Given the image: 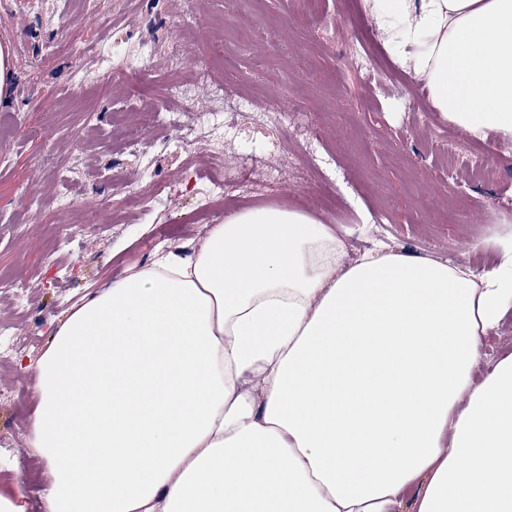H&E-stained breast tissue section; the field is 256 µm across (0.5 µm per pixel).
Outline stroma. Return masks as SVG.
Returning <instances> with one entry per match:
<instances>
[{"instance_id":"stroma-1","label":"stroma","mask_w":512,"mask_h":512,"mask_svg":"<svg viewBox=\"0 0 512 512\" xmlns=\"http://www.w3.org/2000/svg\"><path fill=\"white\" fill-rule=\"evenodd\" d=\"M193 33L182 36L197 64L248 94L281 93L318 131L306 145L295 130L246 119L224 107V129L203 133L192 114L153 129L130 104L160 98L174 79L165 63L183 24L181 0H0V52L8 77L0 114L17 119L0 144V276L23 289L0 287V343L10 362L0 369V494L22 488L26 512H44L46 483L24 486L29 465L45 463L31 444L37 397L35 363L51 327L86 294L149 265L157 250L200 247L218 219L266 207L298 209L343 240V265L365 251L437 259L474 272L492 267L499 242L512 233V144L478 142L434 112L416 110L409 72L388 53L365 0H198ZM74 29L79 56L60 36ZM365 45L386 73L369 81L353 67ZM138 56L132 76L114 94L94 87L118 54ZM47 102L37 112L33 99ZM142 128L136 151L124 129ZM465 150L497 152L493 182L464 178L445 165L437 140ZM331 159L328 173L313 156ZM293 158L296 180L277 182L270 169ZM238 165L244 181L223 197L208 181ZM136 189L137 209L128 204Z\"/></svg>"}]
</instances>
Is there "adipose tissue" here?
<instances>
[{
	"label": "adipose tissue",
	"instance_id": "1",
	"mask_svg": "<svg viewBox=\"0 0 512 512\" xmlns=\"http://www.w3.org/2000/svg\"><path fill=\"white\" fill-rule=\"evenodd\" d=\"M395 62L512 142V0H372ZM245 210L53 330L35 372L45 512H512V239L488 270ZM489 346L486 362L475 372L477 381L483 378L504 354L512 352V310L503 320L498 334L489 339Z\"/></svg>",
	"mask_w": 512,
	"mask_h": 512
}]
</instances>
